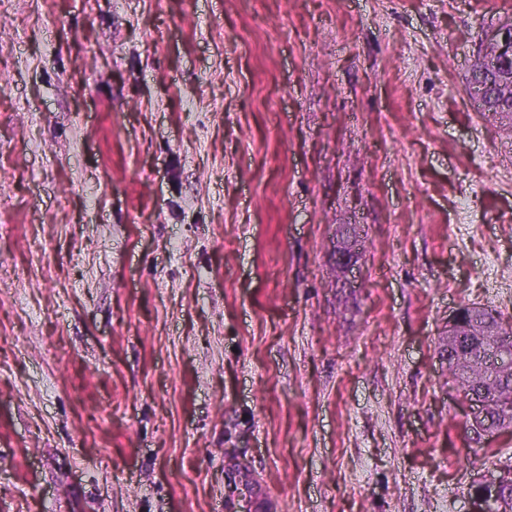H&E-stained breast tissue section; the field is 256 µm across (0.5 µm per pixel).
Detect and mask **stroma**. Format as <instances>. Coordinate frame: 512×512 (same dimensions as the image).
Instances as JSON below:
<instances>
[{
  "instance_id": "1",
  "label": "stroma",
  "mask_w": 512,
  "mask_h": 512,
  "mask_svg": "<svg viewBox=\"0 0 512 512\" xmlns=\"http://www.w3.org/2000/svg\"><path fill=\"white\" fill-rule=\"evenodd\" d=\"M512 0H0V512H471L438 346L512 321ZM349 224L352 273L336 265ZM511 58L512 19L492 23L482 32L480 51L467 85L470 100L490 115L512 114V76L504 66Z\"/></svg>"
}]
</instances>
